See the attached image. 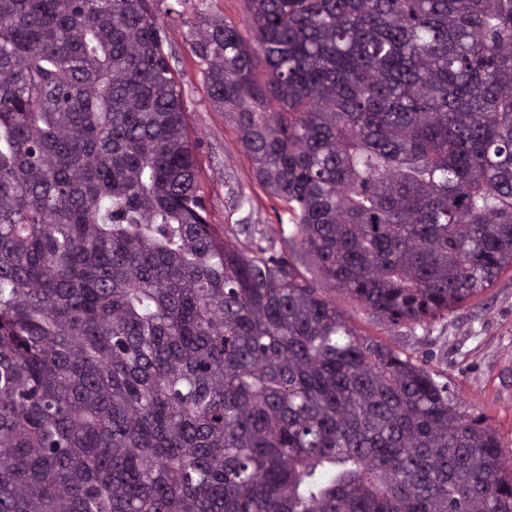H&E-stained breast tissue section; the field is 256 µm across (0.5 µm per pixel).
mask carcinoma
Returning a JSON list of instances; mask_svg holds the SVG:
<instances>
[{
  "label": "carcinoma",
  "instance_id": "carcinoma-1",
  "mask_svg": "<svg viewBox=\"0 0 512 512\" xmlns=\"http://www.w3.org/2000/svg\"><path fill=\"white\" fill-rule=\"evenodd\" d=\"M190 3L288 251L210 223L155 0H0V512H512V460L332 289L512 269V0ZM220 7L224 19L235 24L239 30L248 37L249 12L244 0H220Z\"/></svg>",
  "mask_w": 512,
  "mask_h": 512
}]
</instances>
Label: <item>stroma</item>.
Returning a JSON list of instances; mask_svg holds the SVG:
<instances>
[{
  "mask_svg": "<svg viewBox=\"0 0 512 512\" xmlns=\"http://www.w3.org/2000/svg\"><path fill=\"white\" fill-rule=\"evenodd\" d=\"M173 4L174 0H156V10L168 19L169 40L179 57V81L210 220L223 225L243 252H251L260 241L284 249L277 231L281 204L261 187L234 124L209 101L191 54L189 28L167 15ZM238 188L252 198V220L246 229L239 223L242 212L232 196ZM336 303L357 329L425 364L438 383L447 385L460 412L489 417L505 454L512 456V270L500 274L482 295L428 325L394 327L347 299L337 298Z\"/></svg>",
  "mask_w": 512,
  "mask_h": 512,
  "instance_id": "35a3bbf8",
  "label": "stroma"
}]
</instances>
